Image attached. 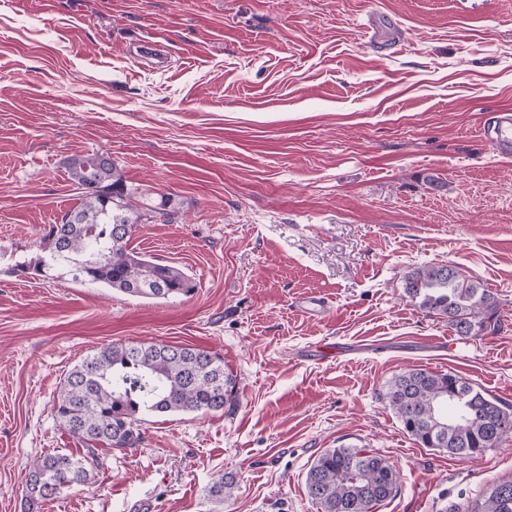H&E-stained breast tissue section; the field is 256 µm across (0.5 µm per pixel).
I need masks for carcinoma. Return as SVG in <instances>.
Segmentation results:
<instances>
[{"mask_svg":"<svg viewBox=\"0 0 512 512\" xmlns=\"http://www.w3.org/2000/svg\"><path fill=\"white\" fill-rule=\"evenodd\" d=\"M79 206L49 225L44 255L17 262L14 273L31 278L60 266L75 282L103 284L127 296L167 300L196 288L186 272L130 248L145 217L167 215L169 199L139 210L133 191L112 159L98 152L69 159ZM406 295L443 318L459 336L503 330L494 297L453 265L424 264L404 276ZM237 379L224 358L191 345L111 344L85 357L67 374L54 403L70 435L89 445L82 456L54 451L32 465L24 489L29 509L87 482L99 467L91 445L126 451L143 440L140 414L224 411L236 402ZM386 398L403 429L426 448L478 457L512 432V410L455 373L410 369L388 385ZM399 473L385 458L361 448H328L306 474L308 496L321 512H372L397 490ZM453 512H512V479L495 483Z\"/></svg>","mask_w":512,"mask_h":512,"instance_id":"1","label":"carcinoma"}]
</instances>
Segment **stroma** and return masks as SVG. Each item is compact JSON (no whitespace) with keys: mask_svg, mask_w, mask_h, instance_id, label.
<instances>
[{"mask_svg":"<svg viewBox=\"0 0 512 512\" xmlns=\"http://www.w3.org/2000/svg\"><path fill=\"white\" fill-rule=\"evenodd\" d=\"M509 107L512 0H0V512H25L40 456L82 453L54 400L113 343L216 352L237 401L142 416L137 448L99 446L87 483L36 512H320L306 474L341 447L396 467L376 512H449L512 477V434L452 457L385 397L424 368L512 406V156L479 134ZM93 152L138 203L170 197L130 246L191 275L190 296L11 274L79 205L68 160ZM424 263L488 289L503 331L462 337L411 301Z\"/></svg>","mask_w":512,"mask_h":512,"instance_id":"stroma-1","label":"stroma"}]
</instances>
